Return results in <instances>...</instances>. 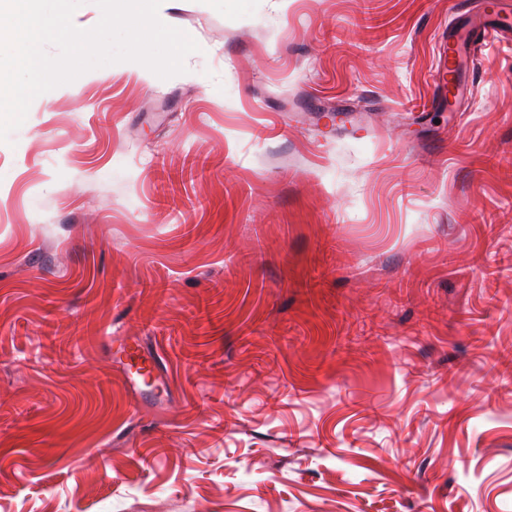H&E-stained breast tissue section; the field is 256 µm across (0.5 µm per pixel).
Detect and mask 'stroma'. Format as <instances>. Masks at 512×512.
I'll return each mask as SVG.
<instances>
[{"mask_svg":"<svg viewBox=\"0 0 512 512\" xmlns=\"http://www.w3.org/2000/svg\"><path fill=\"white\" fill-rule=\"evenodd\" d=\"M456 0H180L199 45L0 143V512H512V47ZM158 373L132 390L118 341ZM485 18L488 24L485 23ZM512 27V16H509L500 0H483L478 2L477 9L471 14L469 27L448 28V53L443 64L432 74L436 84L454 83L459 80L463 66L468 61L471 32L480 29L483 46H496L502 42L504 33Z\"/></svg>","mask_w":512,"mask_h":512,"instance_id":"1","label":"stroma"}]
</instances>
